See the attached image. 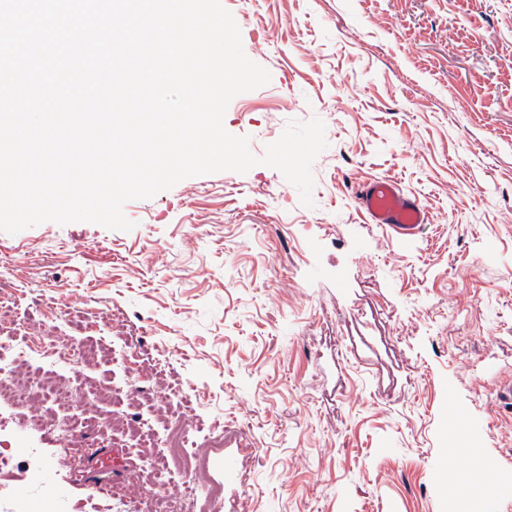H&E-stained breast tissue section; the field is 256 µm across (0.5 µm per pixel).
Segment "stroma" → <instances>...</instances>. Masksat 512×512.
Masks as SVG:
<instances>
[{"instance_id": "1", "label": "stroma", "mask_w": 512, "mask_h": 512, "mask_svg": "<svg viewBox=\"0 0 512 512\" xmlns=\"http://www.w3.org/2000/svg\"><path fill=\"white\" fill-rule=\"evenodd\" d=\"M221 3L271 75L224 127L261 157L320 118L314 205L258 165L127 202L129 232H0L18 286L0 331L101 350L35 361L72 390L59 417L100 419L82 459L0 410L47 457L37 476L14 455L15 486L105 512L151 454L117 421L160 441L183 420L221 512H512V0ZM373 178L427 207L412 240L358 208Z\"/></svg>"}]
</instances>
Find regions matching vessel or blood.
Segmentation results:
<instances>
[{
    "label": "vessel or blood",
    "mask_w": 512,
    "mask_h": 512,
    "mask_svg": "<svg viewBox=\"0 0 512 512\" xmlns=\"http://www.w3.org/2000/svg\"><path fill=\"white\" fill-rule=\"evenodd\" d=\"M356 202L371 223L379 224L396 237L413 239L429 213L418 197L405 193L399 184L388 178L366 181L360 187Z\"/></svg>",
    "instance_id": "b4317fda"
}]
</instances>
